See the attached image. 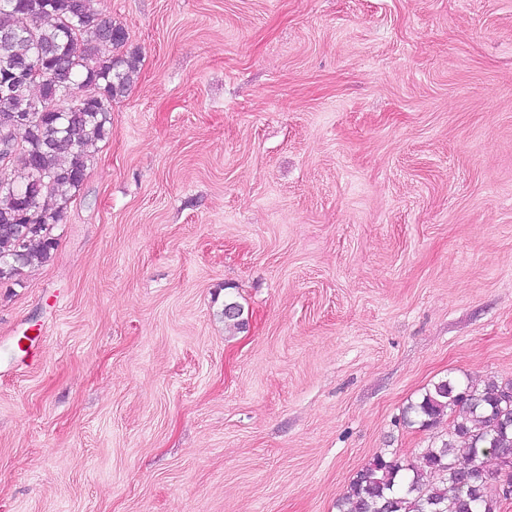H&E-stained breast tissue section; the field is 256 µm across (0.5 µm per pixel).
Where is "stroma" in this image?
Returning a JSON list of instances; mask_svg holds the SVG:
<instances>
[{
    "mask_svg": "<svg viewBox=\"0 0 512 512\" xmlns=\"http://www.w3.org/2000/svg\"><path fill=\"white\" fill-rule=\"evenodd\" d=\"M96 7L140 74L0 283V512H336L512 381V0Z\"/></svg>",
    "mask_w": 512,
    "mask_h": 512,
    "instance_id": "1",
    "label": "stroma"
}]
</instances>
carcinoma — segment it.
Returning <instances> with one entry per match:
<instances>
[{
	"mask_svg": "<svg viewBox=\"0 0 512 512\" xmlns=\"http://www.w3.org/2000/svg\"><path fill=\"white\" fill-rule=\"evenodd\" d=\"M96 0H0V76L31 64L43 80L0 83V104L28 123H0L23 174L0 179V281L50 258L54 225L83 184L86 149L104 140L112 102L137 81L140 57L112 54L125 29L102 17ZM242 306L224 304V322L242 330ZM448 418L446 437L413 461L375 455L336 501L337 512H498L494 476L512 494V381L441 380L404 410L428 428Z\"/></svg>",
	"mask_w": 512,
	"mask_h": 512,
	"instance_id": "cac0c4a2",
	"label": "carcinoma"
}]
</instances>
